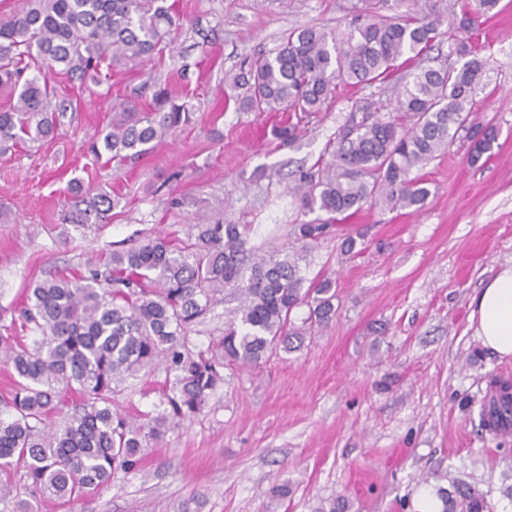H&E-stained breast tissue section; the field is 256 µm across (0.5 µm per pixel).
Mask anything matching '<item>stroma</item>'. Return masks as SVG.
<instances>
[{
	"label": "stroma",
	"instance_id": "stroma-1",
	"mask_svg": "<svg viewBox=\"0 0 512 512\" xmlns=\"http://www.w3.org/2000/svg\"><path fill=\"white\" fill-rule=\"evenodd\" d=\"M183 25L144 71H113L65 113L54 139L0 152V331L18 317L28 284L85 272L87 257L137 247L163 235L187 240L196 224H244L247 246H288L310 221L290 192L295 174L333 159L353 102L394 98L392 86L339 85L302 137L280 147L272 131L284 112H242L224 74L275 52L292 27L343 34L356 0H173ZM471 41L486 60L478 107L494 127L490 151L470 161L461 137L417 169L431 190L418 212L366 208L313 244L306 280L333 283L335 314L300 348L223 370L198 415L143 449L95 496L39 512H315L342 499L346 512H417L422 485L464 482L483 512H512L504 473L512 431L483 430L481 406L512 383V360L469 330L471 302L512 263V0L481 17ZM171 84L191 121L139 158L116 162L88 150L115 109L147 110L151 84ZM120 203L101 224L66 217L97 194ZM354 237V253L340 244ZM237 301H223L191 327L192 350L224 334ZM167 373L157 368L119 386L115 408L146 421L162 409ZM287 497L275 496L277 485Z\"/></svg>",
	"mask_w": 512,
	"mask_h": 512
}]
</instances>
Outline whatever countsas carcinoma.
<instances>
[{
  "label": "carcinoma",
  "instance_id": "cac0c4a2",
  "mask_svg": "<svg viewBox=\"0 0 512 512\" xmlns=\"http://www.w3.org/2000/svg\"><path fill=\"white\" fill-rule=\"evenodd\" d=\"M499 0H465L457 25L468 30ZM355 22L337 38L313 26L289 30L273 56L225 76L244 112H293L296 122L273 130L283 145L301 122L335 92L336 82L399 85L392 111L381 117L372 100L355 103L338 135L336 161L300 176L292 187L304 210L318 216L293 230L294 245L273 254H244L245 224H202L193 242L164 237L112 253L88 274L51 277L26 288L21 327L39 337L28 344L0 335V361L11 390L0 397V471L20 472L29 498L12 512H38L32 499L79 502L108 486L118 471L138 462L140 448L159 442L182 419L199 414L224 364L255 365L332 319V282L302 289L300 262L311 244L334 225L378 203L393 211L422 209L431 191L413 169L445 152L463 131L477 161L491 149L495 130L476 122V96L487 61L469 42L448 50L450 61L425 66L440 22L416 14L379 15L354 7ZM168 0H22L0 12V146L54 138L60 118L87 78L107 70L135 69L162 51L180 26ZM466 59L461 66L451 57ZM60 77L67 85L53 84ZM191 120L167 86L144 112H114L96 157H137ZM94 210H76L87 224L119 205L107 195ZM240 305L212 352H194L187 333L224 289ZM307 304L295 326L291 312ZM174 374L170 411L137 424L112 409L116 386L154 368ZM511 423L512 396H498L482 423ZM466 512H482L479 495L457 488Z\"/></svg>",
  "mask_w": 512,
  "mask_h": 512
}]
</instances>
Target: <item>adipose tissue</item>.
<instances>
[{
    "label": "adipose tissue",
    "mask_w": 512,
    "mask_h": 512,
    "mask_svg": "<svg viewBox=\"0 0 512 512\" xmlns=\"http://www.w3.org/2000/svg\"><path fill=\"white\" fill-rule=\"evenodd\" d=\"M469 327L499 358L512 359V265H506L474 297Z\"/></svg>",
    "instance_id": "adipose-tissue-1"
}]
</instances>
